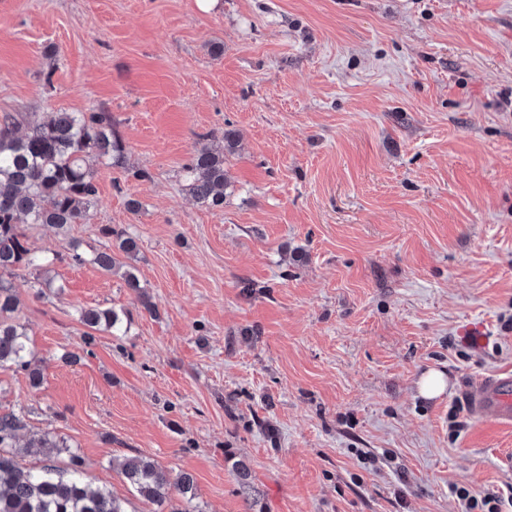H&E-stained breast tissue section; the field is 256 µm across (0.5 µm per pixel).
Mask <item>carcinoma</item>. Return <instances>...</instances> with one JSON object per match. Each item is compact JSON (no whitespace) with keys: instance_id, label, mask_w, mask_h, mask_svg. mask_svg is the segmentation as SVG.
I'll return each instance as SVG.
<instances>
[{"instance_id":"carcinoma-1","label":"carcinoma","mask_w":512,"mask_h":512,"mask_svg":"<svg viewBox=\"0 0 512 512\" xmlns=\"http://www.w3.org/2000/svg\"><path fill=\"white\" fill-rule=\"evenodd\" d=\"M223 142L222 146L194 147L183 166L190 194L207 208L223 206L224 191L230 185L224 153L235 148V132L224 131ZM91 160L107 168H126V145L112 113L104 109L48 112L22 135L17 119L7 117L0 124V369H20L34 386L41 383L43 372L28 329L16 316L18 301L10 276L21 268L33 269V287L62 290L48 276L53 261L32 247L28 227L46 225L66 234L71 225L85 219L97 195ZM102 234L109 239L102 249L87 256L73 244L70 260L76 265L92 264L105 273L124 269L125 286L137 294L146 311L157 314L139 278L117 257L119 252L134 256L136 240L110 226L102 228ZM127 318L126 311L113 308L78 310V320L91 329L84 336L88 345L94 342L95 331L119 335ZM25 428L22 413H0V512H126L124 501L110 490H94L85 483L74 451L66 468L53 463L38 470L23 468L20 461L32 447L43 449L50 459L69 451L67 441L51 430L34 443L20 444ZM121 471L141 497L160 508L174 492L187 503L196 498L190 474L173 476L146 457L124 458Z\"/></svg>"}]
</instances>
